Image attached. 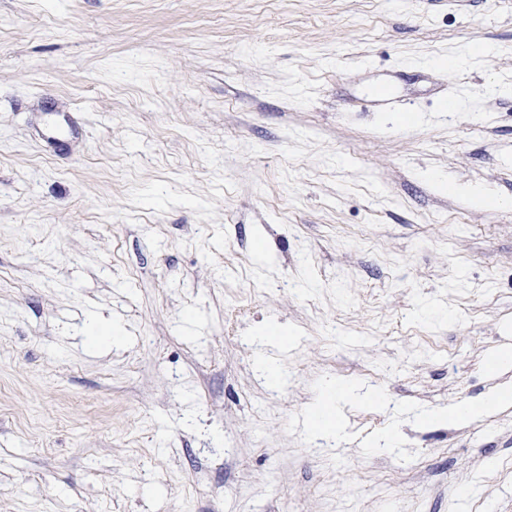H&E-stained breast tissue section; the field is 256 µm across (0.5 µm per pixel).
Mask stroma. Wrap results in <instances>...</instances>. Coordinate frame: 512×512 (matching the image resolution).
<instances>
[{
	"label": "stroma",
	"mask_w": 512,
	"mask_h": 512,
	"mask_svg": "<svg viewBox=\"0 0 512 512\" xmlns=\"http://www.w3.org/2000/svg\"><path fill=\"white\" fill-rule=\"evenodd\" d=\"M503 83L512 0H0V512H512V405L444 418L512 385Z\"/></svg>",
	"instance_id": "1"
}]
</instances>
